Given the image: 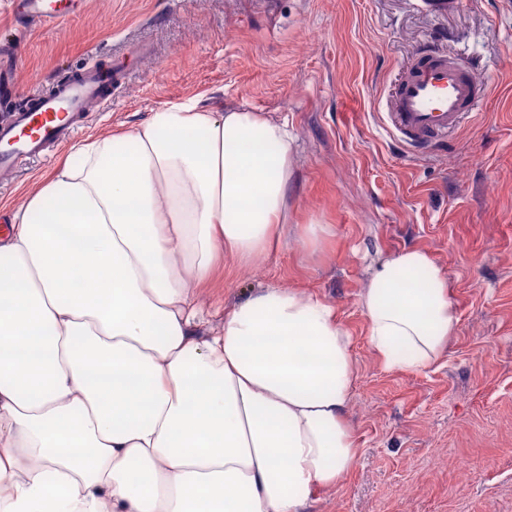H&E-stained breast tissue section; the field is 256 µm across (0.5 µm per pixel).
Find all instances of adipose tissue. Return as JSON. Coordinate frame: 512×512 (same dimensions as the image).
<instances>
[{"label": "adipose tissue", "mask_w": 512, "mask_h": 512, "mask_svg": "<svg viewBox=\"0 0 512 512\" xmlns=\"http://www.w3.org/2000/svg\"><path fill=\"white\" fill-rule=\"evenodd\" d=\"M288 124L174 101L72 147L0 235V512H305L355 466L350 336L277 284L197 331V285L282 236ZM390 370L457 318L428 253L359 296Z\"/></svg>", "instance_id": "adipose-tissue-1"}]
</instances>
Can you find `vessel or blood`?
Segmentation results:
<instances>
[{
	"label": "vessel or blood",
	"instance_id": "vessel-or-blood-1",
	"mask_svg": "<svg viewBox=\"0 0 512 512\" xmlns=\"http://www.w3.org/2000/svg\"><path fill=\"white\" fill-rule=\"evenodd\" d=\"M84 2L10 0V12L22 27L56 28ZM119 85V71L88 61L48 91L33 94L23 109L0 122V173L10 172L22 158L65 144L83 113L110 102ZM487 87L486 77L470 63L445 48L423 47L396 87L385 127L408 154L427 153L447 143Z\"/></svg>",
	"mask_w": 512,
	"mask_h": 512
}]
</instances>
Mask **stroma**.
Wrapping results in <instances>:
<instances>
[{"instance_id": "stroma-1", "label": "stroma", "mask_w": 512, "mask_h": 512, "mask_svg": "<svg viewBox=\"0 0 512 512\" xmlns=\"http://www.w3.org/2000/svg\"><path fill=\"white\" fill-rule=\"evenodd\" d=\"M434 41L491 92L449 143L407 157L382 113L416 49ZM17 95L48 90L94 57L125 81L74 137L126 131L171 101L287 120L295 139L288 234L261 264L225 259L196 288L223 312L277 283L325 299L351 335L355 467L309 512H512V6L462 0L448 16L412 0H86L57 31L16 39L0 0V49ZM63 150L0 175V227ZM316 225L309 235L307 225ZM429 253L448 279L458 329L420 372L389 371L359 294L388 258ZM468 460L474 477L461 480Z\"/></svg>"}]
</instances>
